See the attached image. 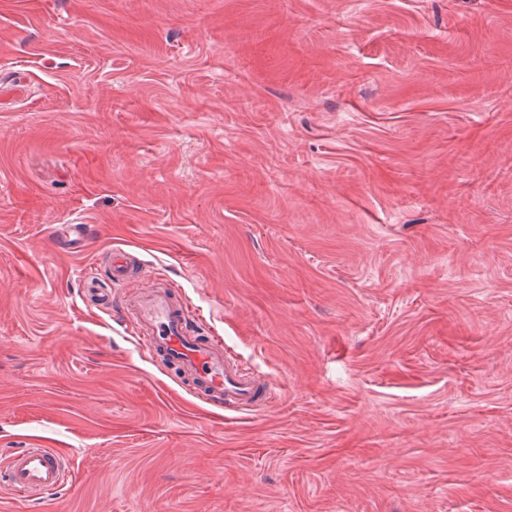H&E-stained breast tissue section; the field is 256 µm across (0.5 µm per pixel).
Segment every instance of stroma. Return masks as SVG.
<instances>
[{"label":"stroma","instance_id":"stroma-1","mask_svg":"<svg viewBox=\"0 0 512 512\" xmlns=\"http://www.w3.org/2000/svg\"><path fill=\"white\" fill-rule=\"evenodd\" d=\"M114 251L270 406L87 302ZM34 445L66 484L0 512H512V0H0V451Z\"/></svg>","mask_w":512,"mask_h":512}]
</instances>
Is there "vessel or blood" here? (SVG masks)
I'll return each mask as SVG.
<instances>
[{"mask_svg":"<svg viewBox=\"0 0 512 512\" xmlns=\"http://www.w3.org/2000/svg\"><path fill=\"white\" fill-rule=\"evenodd\" d=\"M108 266L110 285L93 290L95 303L112 305L118 289L137 281L139 289L125 309L139 345L177 371L205 402L247 412L272 400V386L232 355L221 339L191 332L189 307L173 285L151 279L123 252L112 253ZM67 470V459L55 449L19 448L0 455V489L37 501L63 485Z\"/></svg>","mask_w":512,"mask_h":512,"instance_id":"obj_1","label":"vessel or blood"}]
</instances>
